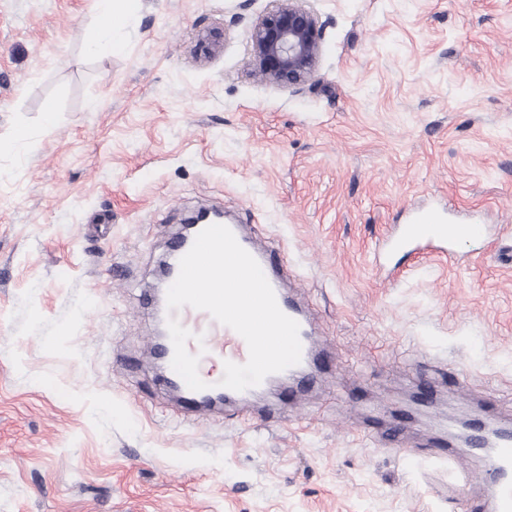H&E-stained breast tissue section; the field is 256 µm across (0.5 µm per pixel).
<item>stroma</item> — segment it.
Returning <instances> with one entry per match:
<instances>
[{
  "mask_svg": "<svg viewBox=\"0 0 512 512\" xmlns=\"http://www.w3.org/2000/svg\"><path fill=\"white\" fill-rule=\"evenodd\" d=\"M308 5L292 92L249 66L270 0H141L108 54L97 0H0V512H477L480 460L430 442L512 426V0ZM451 201L496 235L375 267ZM203 207L288 259L297 398L188 411L159 376L145 297Z\"/></svg>",
  "mask_w": 512,
  "mask_h": 512,
  "instance_id": "35a3bbf8",
  "label": "stroma"
}]
</instances>
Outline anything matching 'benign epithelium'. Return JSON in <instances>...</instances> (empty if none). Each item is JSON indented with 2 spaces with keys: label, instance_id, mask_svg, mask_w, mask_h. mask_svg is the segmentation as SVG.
Masks as SVG:
<instances>
[{
  "label": "benign epithelium",
  "instance_id": "benign-epithelium-1",
  "mask_svg": "<svg viewBox=\"0 0 512 512\" xmlns=\"http://www.w3.org/2000/svg\"><path fill=\"white\" fill-rule=\"evenodd\" d=\"M276 2L252 30L253 72L266 83L294 91L315 74L324 26L300 0Z\"/></svg>",
  "mask_w": 512,
  "mask_h": 512
}]
</instances>
